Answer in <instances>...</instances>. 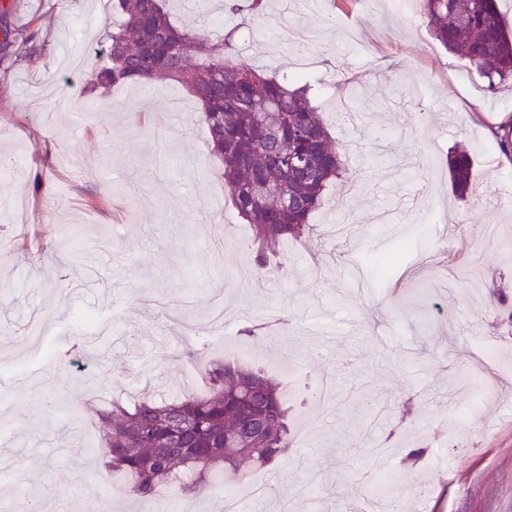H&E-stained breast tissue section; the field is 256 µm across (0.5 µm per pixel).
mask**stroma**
Segmentation results:
<instances>
[{
  "label": "stroma",
  "mask_w": 512,
  "mask_h": 512,
  "mask_svg": "<svg viewBox=\"0 0 512 512\" xmlns=\"http://www.w3.org/2000/svg\"><path fill=\"white\" fill-rule=\"evenodd\" d=\"M175 22L216 36L220 0H170ZM10 27L44 52L0 62V512H158L108 497L100 425L71 414L114 398L193 391L185 363L262 367L301 431L264 470V497L239 512H357L366 476L385 478L421 448L400 512H512V346L489 413L449 399L479 353L512 336V161L493 122L512 124V87L485 81L431 37L415 0H321L297 10V40L323 57L310 74L347 168L288 242L278 271L250 270L200 106L179 84L84 92L74 55L101 63L112 18L97 0H0ZM280 0L250 26L249 64L288 71ZM353 102L337 118L331 100ZM466 148L478 175L458 197L448 158ZM231 231L210 248L212 227ZM262 320L259 337L243 328ZM418 412L404 414L407 402Z\"/></svg>",
  "instance_id": "1"
}]
</instances>
